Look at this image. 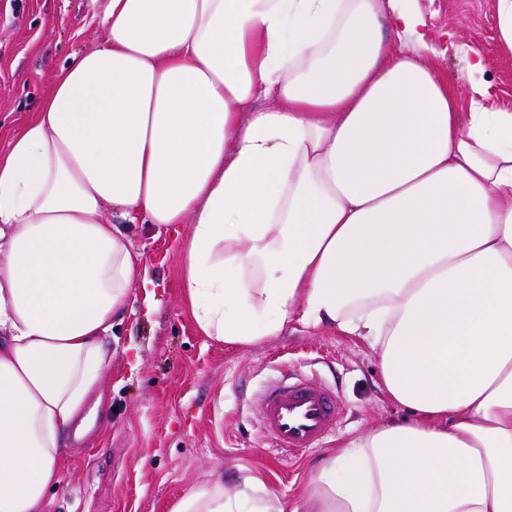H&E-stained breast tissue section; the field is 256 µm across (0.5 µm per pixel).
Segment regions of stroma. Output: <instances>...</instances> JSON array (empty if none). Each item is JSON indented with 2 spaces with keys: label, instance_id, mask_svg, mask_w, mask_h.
I'll return each instance as SVG.
<instances>
[{
  "label": "stroma",
  "instance_id": "35a3bbf8",
  "mask_svg": "<svg viewBox=\"0 0 512 512\" xmlns=\"http://www.w3.org/2000/svg\"><path fill=\"white\" fill-rule=\"evenodd\" d=\"M418 6L431 64L467 99L463 49H479L490 84L484 106L512 112V53L500 45L494 0ZM101 11L92 0H0V153L40 109L59 69L99 44ZM122 226L143 255L149 285L134 288L104 341V401L94 427L64 451L47 512H170L214 479L231 490L248 477L293 510L316 463L348 438L403 417L379 388L374 351L356 337L300 325L250 347L205 336L182 279L191 224ZM287 367L327 381L345 406L325 447L291 455L260 431L256 394Z\"/></svg>",
  "mask_w": 512,
  "mask_h": 512
}]
</instances>
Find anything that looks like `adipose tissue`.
<instances>
[{
    "label": "adipose tissue",
    "mask_w": 512,
    "mask_h": 512,
    "mask_svg": "<svg viewBox=\"0 0 512 512\" xmlns=\"http://www.w3.org/2000/svg\"><path fill=\"white\" fill-rule=\"evenodd\" d=\"M413 0H106L99 46L0 154V512H46L146 270L104 209L191 223L204 335L321 325L375 351L407 418L313 467L303 512H512V112L385 26ZM171 512H286L245 479Z\"/></svg>",
    "instance_id": "1"
}]
</instances>
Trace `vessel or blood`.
Returning a JSON list of instances; mask_svg holds the SVG:
<instances>
[{"label":"vessel or blood","mask_w":512,"mask_h":512,"mask_svg":"<svg viewBox=\"0 0 512 512\" xmlns=\"http://www.w3.org/2000/svg\"><path fill=\"white\" fill-rule=\"evenodd\" d=\"M261 408L263 435L277 450L291 453L319 447L343 412L326 383L303 377L271 381L261 395Z\"/></svg>","instance_id":"1"}]
</instances>
